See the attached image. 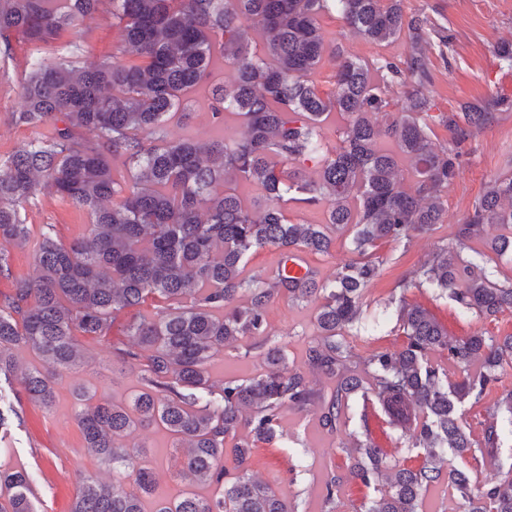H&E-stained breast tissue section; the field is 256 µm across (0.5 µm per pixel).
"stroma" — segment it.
I'll return each mask as SVG.
<instances>
[{
	"label": "stroma",
	"instance_id": "35a3bbf8",
	"mask_svg": "<svg viewBox=\"0 0 512 512\" xmlns=\"http://www.w3.org/2000/svg\"><path fill=\"white\" fill-rule=\"evenodd\" d=\"M405 6L407 11L425 14L433 23L446 27L452 36L443 53L431 55V90L440 109L450 111L465 101L506 95L505 83L512 78V68L501 64L495 46L499 40L512 39V0H405ZM321 26L326 42L343 45L351 56L368 58L382 53L399 58L404 54L402 44L376 48L344 32L337 15L323 16ZM64 39L78 44L84 55L96 58L112 52L118 33L112 26L111 14L104 11L79 21ZM28 52V46L20 41L15 45L13 59L0 60L2 158L30 138L29 130L9 122L10 113L20 105L17 83L24 73ZM188 110L187 122L169 121L170 137L187 133L207 140L216 135L203 94L193 96ZM503 176H512V111L502 113L497 123L479 132L467 145L463 162L448 189L447 222L417 236L410 248L395 243L383 246L382 254L389 263L383 278L366 295L368 312L383 313L395 281L423 262L437 244L454 242L457 221L471 209L490 180ZM26 221L35 235L42 225H54L59 240L67 244L85 233L88 218L85 212L58 197L42 196L27 207ZM406 298L428 308L454 336H467L478 329L498 337L512 333V310L479 322L462 316L453 301L437 297L428 288L410 289ZM267 315L274 342L287 350L289 367L306 370L305 349L315 333L314 306L278 299L270 303ZM248 345L244 339L220 351L209 367L212 379L219 382L260 373L263 361L258 351L249 350ZM84 346L87 362L77 373L57 378V399L52 409L27 402L18 380H0V407L19 406L24 413L22 425L0 430V470L20 467L34 476L36 512H69L81 476L90 474L107 481L112 478L111 471L101 466L84 446L72 410L73 384H85L118 400L127 398L139 387L138 370L113 366L105 345L88 339ZM281 431L282 438L256 443L251 474L295 500L299 512H325V480L330 471L345 470V453L338 449L335 437L321 430L315 411H285ZM132 441L145 444L157 461L161 495L172 496L183 489V482L170 478L173 453L166 433L148 428L134 434Z\"/></svg>",
	"mask_w": 512,
	"mask_h": 512
}]
</instances>
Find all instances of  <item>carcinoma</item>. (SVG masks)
<instances>
[{
  "instance_id": "carcinoma-1",
  "label": "carcinoma",
  "mask_w": 512,
  "mask_h": 512,
  "mask_svg": "<svg viewBox=\"0 0 512 512\" xmlns=\"http://www.w3.org/2000/svg\"><path fill=\"white\" fill-rule=\"evenodd\" d=\"M104 7L118 32L115 52L90 60L71 43L61 52L63 33ZM333 10L368 43L402 42L404 57L361 60L326 48L320 18ZM450 39L428 16L406 12L403 0H0V55L12 56L19 40L35 50L17 90L23 106L11 113L31 139L0 158V276L13 278L0 297V376L20 374L27 399L49 410L57 376L80 367L81 341H110L119 312L153 303L124 325L126 341L112 345L113 359L139 370V391L120 402L74 391L86 447L112 480L83 477L70 512H147V498L152 512H297L250 475L255 443L277 437L288 409L317 408L320 427L335 436L358 393L376 399L406 448H381L362 419V435L339 442L349 465L328 475L327 512H338L351 479L373 491L364 512H419L423 492L445 480L467 512H512V464L498 466L492 483H470L512 439V392L474 422L461 409L482 404L512 368V334L451 336L406 300L408 290L426 286L477 319L512 309V278L500 281L488 267L512 255V177L487 184L456 224L454 247L438 246L397 280L402 347L362 356L350 342L385 325L363 310L383 275L380 246L408 244L444 223L465 145L512 110L507 98L438 108L429 53ZM221 61L224 82L212 84ZM326 64L331 88L323 91L311 75ZM397 86L407 105L392 113ZM200 90L214 126L227 130L241 116L246 131L168 140L181 96ZM335 112L346 122L332 144L325 123ZM381 113L390 119L378 122ZM436 127L446 133L440 141ZM116 159L127 171L122 180L113 175ZM309 163L313 178L304 173ZM240 186L255 194L243 197ZM45 193L87 213L81 238L65 245L45 224L31 241L22 211ZM290 202L323 209L325 222L290 221ZM489 225L502 233L485 236ZM338 232L349 234L352 258L323 283L305 255L331 254ZM31 243L39 275L12 277L7 247ZM266 248L277 253L274 273H247L248 256ZM466 249L475 257H464ZM290 260L304 272L288 275ZM276 298L316 304L305 358L312 372L336 381L330 396L289 368L286 350L271 342L267 306ZM244 337L261 349L263 372L212 381L209 361ZM21 346L40 366L20 367ZM450 367L458 379H448ZM149 426L184 449L192 483L221 493L156 496V468L143 446L125 443ZM404 450L421 465H401ZM32 482L24 469L0 473L12 490L0 512H35Z\"/></svg>"
}]
</instances>
